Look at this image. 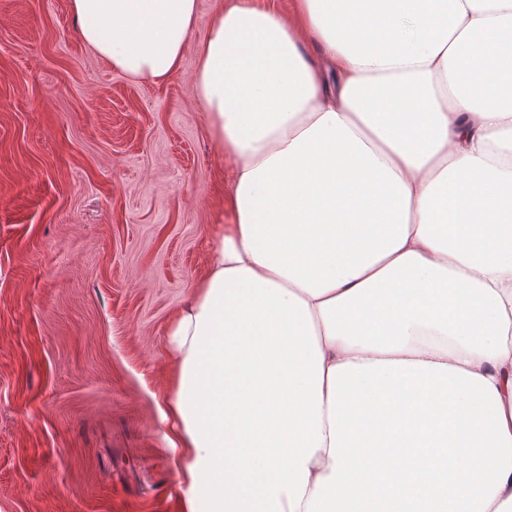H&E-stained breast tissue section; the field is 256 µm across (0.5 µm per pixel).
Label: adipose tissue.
<instances>
[{
  "label": "adipose tissue",
  "mask_w": 512,
  "mask_h": 512,
  "mask_svg": "<svg viewBox=\"0 0 512 512\" xmlns=\"http://www.w3.org/2000/svg\"><path fill=\"white\" fill-rule=\"evenodd\" d=\"M231 164L165 330L180 512H512V0H70ZM224 0H198V20L190 35V44H197L204 39L212 14L220 7Z\"/></svg>",
  "instance_id": "1"
}]
</instances>
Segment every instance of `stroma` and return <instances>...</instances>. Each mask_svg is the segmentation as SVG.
Here are the masks:
<instances>
[{
    "instance_id": "stroma-1",
    "label": "stroma",
    "mask_w": 512,
    "mask_h": 512,
    "mask_svg": "<svg viewBox=\"0 0 512 512\" xmlns=\"http://www.w3.org/2000/svg\"><path fill=\"white\" fill-rule=\"evenodd\" d=\"M112 69L70 0H0V512H178L165 329L229 169L193 94Z\"/></svg>"
}]
</instances>
